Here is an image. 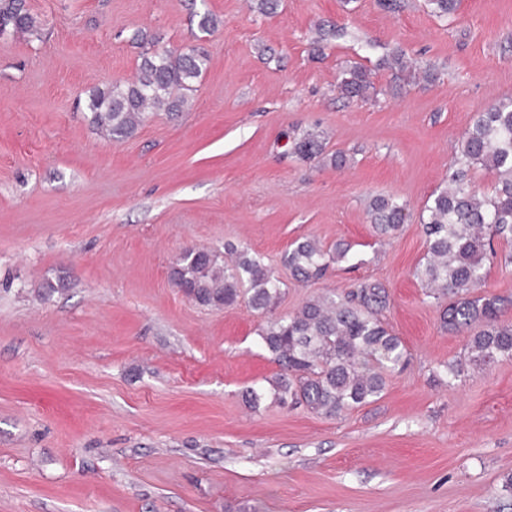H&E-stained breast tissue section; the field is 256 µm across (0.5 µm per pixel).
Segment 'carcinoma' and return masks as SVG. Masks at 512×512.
Segmentation results:
<instances>
[{"mask_svg": "<svg viewBox=\"0 0 512 512\" xmlns=\"http://www.w3.org/2000/svg\"><path fill=\"white\" fill-rule=\"evenodd\" d=\"M32 31L37 21L24 0H0V33L7 27ZM208 57L198 50L143 54L137 78L91 92L92 123L119 142L133 136L149 109L180 112L185 92L206 69ZM347 98H364L372 83L369 73L354 66L338 84ZM294 152L305 160L324 153L315 135L300 139ZM493 171L496 183L489 194L471 186L472 171ZM374 227L382 234L397 230L407 218L404 204L377 197L370 204ZM423 229L428 252L415 276L427 296L443 306V323L454 332L480 324L471 336L468 361L489 366L512 357V324L497 319L500 298L482 295L486 265L498 259L495 243L512 241V100L473 115L450 165L447 186L426 206ZM231 260L200 248L185 249L171 271L175 286L202 307L222 308L243 299L261 314H269L282 294V281L245 248L227 247ZM349 259V248L331 249L306 238L285 253L283 263L293 277L321 278L329 267ZM389 305L386 288L361 281L342 296L324 294L305 302L286 317H270L258 329L259 345L280 367L271 389L249 387L243 398L257 408L273 399L336 417L381 397L386 376L405 364L401 339L378 318Z\"/></svg>", "mask_w": 512, "mask_h": 512, "instance_id": "1", "label": "carcinoma"}]
</instances>
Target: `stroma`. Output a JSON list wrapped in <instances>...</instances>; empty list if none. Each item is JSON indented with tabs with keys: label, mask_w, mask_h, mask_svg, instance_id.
<instances>
[{
	"label": "stroma",
	"mask_w": 512,
	"mask_h": 512,
	"mask_svg": "<svg viewBox=\"0 0 512 512\" xmlns=\"http://www.w3.org/2000/svg\"><path fill=\"white\" fill-rule=\"evenodd\" d=\"M388 2L26 0L38 30L0 35V512H512V358L449 380L470 333L443 328L413 275L473 114L512 99V0H457L448 19ZM327 23L346 34L315 51ZM139 30L209 61L183 111L115 142L86 105L133 80ZM397 49L412 70L382 66ZM354 64L369 98L337 87ZM309 133L347 164L301 159ZM379 196L408 211L386 235ZM303 238L351 259L296 280L282 258ZM230 244L283 281L279 316L386 287L408 361L378 400L336 417L245 402L279 371L260 315L170 278L184 249Z\"/></svg>",
	"instance_id": "stroma-1"
}]
</instances>
